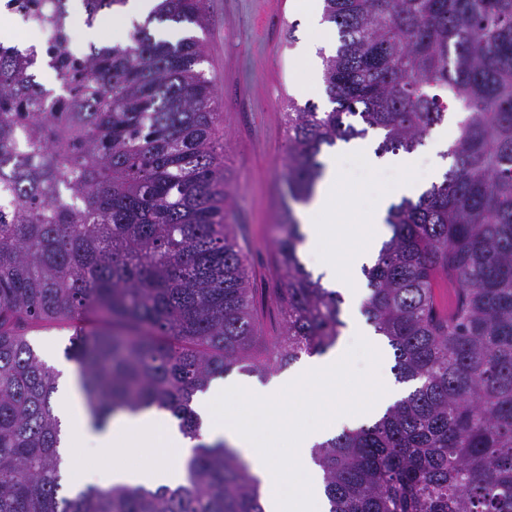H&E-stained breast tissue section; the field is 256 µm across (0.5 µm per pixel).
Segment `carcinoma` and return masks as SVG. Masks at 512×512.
<instances>
[{
	"label": "carcinoma",
	"instance_id": "carcinoma-1",
	"mask_svg": "<svg viewBox=\"0 0 512 512\" xmlns=\"http://www.w3.org/2000/svg\"><path fill=\"white\" fill-rule=\"evenodd\" d=\"M334 107L288 98L277 241L280 321L265 330L229 221L224 113L203 41L145 26L76 55L68 0H9L46 45L0 41V512H263L249 465L199 444L174 487L64 489L58 372L28 333L72 322L67 349L92 422L168 411L199 437L193 396L233 369L265 379L333 348L340 292L302 264L294 206L323 147L378 136L412 154L462 107L443 180L391 206L361 314L408 394L314 447L329 512H512V0H323ZM125 0H82L87 25ZM206 0H161L159 21L205 29ZM45 65L58 89L37 81ZM460 288L451 317L434 288Z\"/></svg>",
	"mask_w": 512,
	"mask_h": 512
}]
</instances>
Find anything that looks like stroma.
<instances>
[{
  "label": "stroma",
  "instance_id": "35a3bbf8",
  "mask_svg": "<svg viewBox=\"0 0 512 512\" xmlns=\"http://www.w3.org/2000/svg\"><path fill=\"white\" fill-rule=\"evenodd\" d=\"M207 75L216 79L224 114V174L232 189V215L247 246L251 284L259 308L271 310L277 285L276 242L285 193L284 102L296 96L310 72L295 65L303 27L295 0H206ZM345 177L369 204L379 188L405 173L428 178L429 159L415 155L409 170L371 171L358 161L343 164Z\"/></svg>",
  "mask_w": 512,
  "mask_h": 512
}]
</instances>
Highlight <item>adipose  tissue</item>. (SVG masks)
I'll list each match as a JSON object with an SVG mask.
<instances>
[{
  "mask_svg": "<svg viewBox=\"0 0 512 512\" xmlns=\"http://www.w3.org/2000/svg\"><path fill=\"white\" fill-rule=\"evenodd\" d=\"M296 13L306 27L300 63L304 69L319 70V50L331 49L334 42L331 30L321 21L320 0H298ZM324 156L325 172L317 195L299 213L306 235L304 250L322 274L324 284L356 303L360 300V268L376 256L389 236L385 218L390 206L402 198L417 197L424 183L406 176L392 192L375 197L367 213L362 214L341 162L353 158L372 170L404 169L409 155L378 156L363 139L338 143ZM322 242L341 245V253L317 257ZM357 345L366 349L375 363H382L383 352L373 330L351 321L337 347L303 357L288 374L268 385L251 386L232 373L214 378L193 398V408L202 420L196 439L185 436L169 413L154 409L138 414L122 412L104 426H95L76 369L63 366L62 379L69 393L58 404L57 412L65 425V458L73 460L75 446L83 443L113 455L112 467L102 477L104 485L145 483L155 487L180 481L179 460L190 455L197 442L224 440L244 456L251 473L260 480L266 512H328L322 473L311 460L312 447L331 438L335 431L379 418L402 395L401 386L387 379L373 397L359 393L338 397L339 382L352 372L353 348ZM229 396L237 397L239 406L221 410V403ZM295 396L305 412L323 415V423H299L290 410ZM280 443L288 446L287 456L276 452ZM146 450L151 453L147 463H127V456Z\"/></svg>",
  "mask_w": 512,
  "mask_h": 512,
  "instance_id": "ef3b65f1",
  "label": "adipose tissue"
}]
</instances>
